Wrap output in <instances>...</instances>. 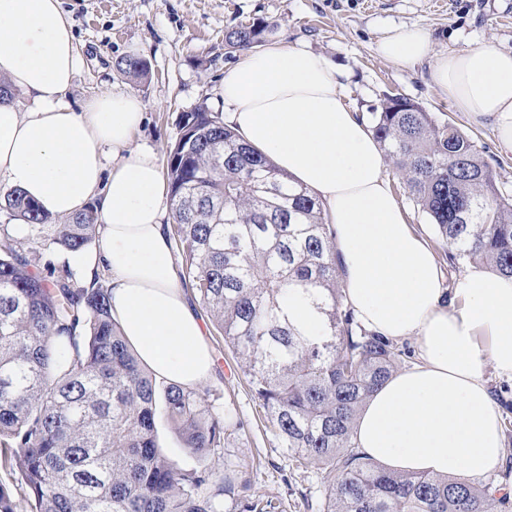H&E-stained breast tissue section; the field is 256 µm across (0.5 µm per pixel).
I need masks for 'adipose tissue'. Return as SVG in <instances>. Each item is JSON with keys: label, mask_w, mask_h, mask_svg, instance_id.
I'll return each instance as SVG.
<instances>
[{"label": "adipose tissue", "mask_w": 512, "mask_h": 512, "mask_svg": "<svg viewBox=\"0 0 512 512\" xmlns=\"http://www.w3.org/2000/svg\"><path fill=\"white\" fill-rule=\"evenodd\" d=\"M390 62H430L452 107L489 122L512 153V52L477 45L439 53L422 27L389 29ZM82 65L61 0H0V185L50 217L94 204L100 241L76 257L84 279L108 271L112 317L140 362L185 387L214 360L202 318L179 286L156 153L131 150L145 105L103 91L72 109L65 95ZM343 72L300 44L246 53L216 88L224 123L317 198L335 236L346 301L368 330L413 339L417 363L367 400L358 448L402 474L488 475L504 459L502 417L482 374L512 379V277L470 272L445 287L423 237L407 221L372 133L347 103ZM32 105L20 109L19 97ZM111 165H104V155Z\"/></svg>", "instance_id": "1"}]
</instances>
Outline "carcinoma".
Here are the masks:
<instances>
[{
    "instance_id": "cac0c4a2",
    "label": "carcinoma",
    "mask_w": 512,
    "mask_h": 512,
    "mask_svg": "<svg viewBox=\"0 0 512 512\" xmlns=\"http://www.w3.org/2000/svg\"><path fill=\"white\" fill-rule=\"evenodd\" d=\"M271 33L264 21L239 25L224 47L248 50ZM116 67L149 73L141 57ZM369 124L437 245L512 277V195L477 142L401 95L385 97ZM166 174L188 281L296 467L323 471L322 512H496L490 483L402 475L359 450L355 417L407 352L355 320L316 198L203 106L183 114ZM5 202L24 223L0 225V466L21 479L0 484V512H224V440L238 423L209 392L142 367L112 319L110 289L78 277L73 260L97 235L94 209L52 224L17 190ZM35 234L50 237V258L25 249ZM299 296L323 319L321 334L290 320ZM161 420L194 465L160 448ZM249 490L239 512H262Z\"/></svg>"
}]
</instances>
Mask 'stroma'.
<instances>
[{
    "mask_svg": "<svg viewBox=\"0 0 512 512\" xmlns=\"http://www.w3.org/2000/svg\"><path fill=\"white\" fill-rule=\"evenodd\" d=\"M72 22L83 65L67 95L80 107L102 91H131L145 105L133 147L159 160L180 136L183 113L205 105L223 116L214 95L225 69L239 60L226 53L224 32L257 19L275 27L269 43H300L334 60L348 76V104L372 112L385 94H400L454 122L484 146L499 185L512 192V154L501 152L488 122L455 111L431 86L428 63L412 67L382 58L376 44L399 25L426 27L439 52L488 44L512 51V0H62ZM137 56L150 67L134 80L120 73V58ZM215 367L203 387L216 407L239 427L224 441V461L250 480L265 512H321L327 492L323 474L296 467L252 393L244 366L209 328Z\"/></svg>",
    "mask_w": 512,
    "mask_h": 512,
    "instance_id": "stroma-1",
    "label": "stroma"
}]
</instances>
